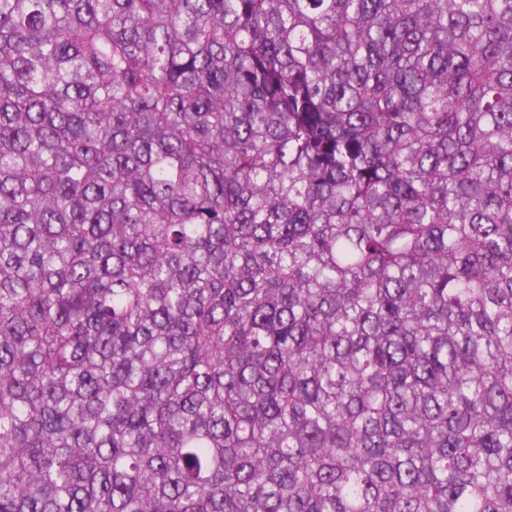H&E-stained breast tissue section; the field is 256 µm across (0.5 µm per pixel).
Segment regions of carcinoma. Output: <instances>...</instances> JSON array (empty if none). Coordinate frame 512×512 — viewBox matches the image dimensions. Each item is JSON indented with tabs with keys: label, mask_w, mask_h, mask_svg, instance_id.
Returning a JSON list of instances; mask_svg holds the SVG:
<instances>
[{
	"label": "carcinoma",
	"mask_w": 512,
	"mask_h": 512,
	"mask_svg": "<svg viewBox=\"0 0 512 512\" xmlns=\"http://www.w3.org/2000/svg\"><path fill=\"white\" fill-rule=\"evenodd\" d=\"M0 512H512V0H0Z\"/></svg>",
	"instance_id": "cac0c4a2"
}]
</instances>
